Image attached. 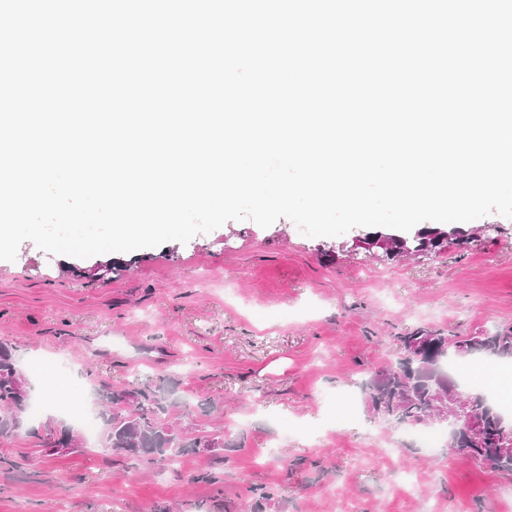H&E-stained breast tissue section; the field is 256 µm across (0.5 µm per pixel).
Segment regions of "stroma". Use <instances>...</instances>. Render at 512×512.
Returning a JSON list of instances; mask_svg holds the SVG:
<instances>
[{
	"instance_id": "obj_1",
	"label": "stroma",
	"mask_w": 512,
	"mask_h": 512,
	"mask_svg": "<svg viewBox=\"0 0 512 512\" xmlns=\"http://www.w3.org/2000/svg\"><path fill=\"white\" fill-rule=\"evenodd\" d=\"M472 226L467 246L400 260L365 250L370 228L309 237L286 218L86 259L23 242L0 260V340L32 399L58 390L0 433V512H241L259 485L280 490L264 512H512V476L419 447L361 390L411 328L512 326V219ZM160 378L183 437L223 435L222 458L194 450L160 474L99 447L40 452L47 428L71 426L69 395Z\"/></svg>"
}]
</instances>
